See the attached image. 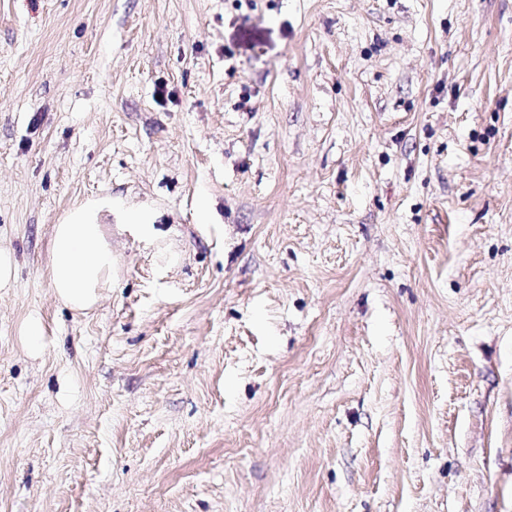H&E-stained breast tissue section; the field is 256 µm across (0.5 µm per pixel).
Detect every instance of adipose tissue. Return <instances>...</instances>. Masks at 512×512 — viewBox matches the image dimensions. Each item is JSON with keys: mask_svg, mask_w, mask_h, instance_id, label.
Listing matches in <instances>:
<instances>
[{"mask_svg": "<svg viewBox=\"0 0 512 512\" xmlns=\"http://www.w3.org/2000/svg\"><path fill=\"white\" fill-rule=\"evenodd\" d=\"M108 199L86 202L69 211L54 225L50 285L65 305L76 311L94 307L112 284V245L100 222Z\"/></svg>", "mask_w": 512, "mask_h": 512, "instance_id": "adipose-tissue-1", "label": "adipose tissue"}]
</instances>
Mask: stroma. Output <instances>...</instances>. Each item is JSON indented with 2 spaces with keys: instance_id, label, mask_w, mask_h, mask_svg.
<instances>
[{
  "instance_id": "35a3bbf8",
  "label": "stroma",
  "mask_w": 512,
  "mask_h": 512,
  "mask_svg": "<svg viewBox=\"0 0 512 512\" xmlns=\"http://www.w3.org/2000/svg\"><path fill=\"white\" fill-rule=\"evenodd\" d=\"M0 249V512H512V0H0ZM105 210L112 212V199L88 201L53 227L50 286L76 311L94 307L112 284V244L99 224ZM43 326L40 317L30 316L21 327V336L27 349L32 354H38L42 347Z\"/></svg>"
}]
</instances>
